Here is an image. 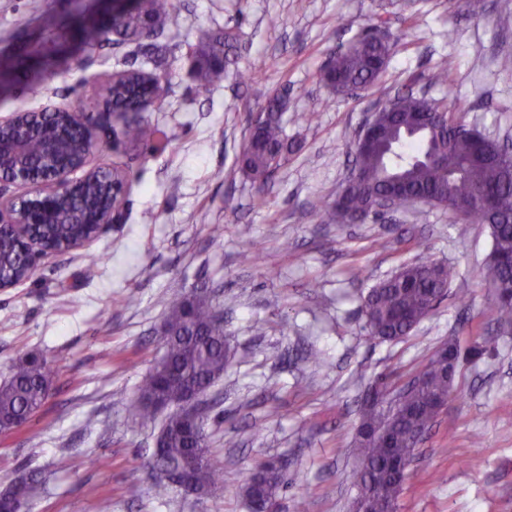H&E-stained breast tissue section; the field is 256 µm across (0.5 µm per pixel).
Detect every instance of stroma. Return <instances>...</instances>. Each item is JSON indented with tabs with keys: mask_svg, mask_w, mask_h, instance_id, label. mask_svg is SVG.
<instances>
[{
	"mask_svg": "<svg viewBox=\"0 0 512 512\" xmlns=\"http://www.w3.org/2000/svg\"><path fill=\"white\" fill-rule=\"evenodd\" d=\"M174 0L181 26L144 67L168 95L141 112L147 148L107 138L101 162L131 187L119 223L0 290V383L23 354L43 356L52 394L0 437V490L30 472L43 486L28 512H248L241 492L258 462L294 478L280 512H352L360 407L377 378H409L455 338L461 360L446 408L420 443L396 512H512V330L499 329L480 273L486 226L417 205L366 224H325L368 115L397 93L453 97L466 123L512 144V0ZM68 0H0V61L60 36ZM239 28L224 83L196 92L186 45L198 27ZM379 27L392 47L381 86L340 95L319 73L336 49ZM46 100L106 96L109 69L69 46ZM453 66L441 73L442 59ZM282 95L288 161L258 186L236 166L253 112ZM257 244L261 260L240 254ZM93 276H86L90 258ZM417 259L460 270L447 298L408 336L363 329V296ZM206 287L234 351L209 389L207 431L219 482L206 495L162 485L148 462L159 424L131 401L164 356L169 296Z\"/></svg>",
	"mask_w": 512,
	"mask_h": 512,
	"instance_id": "obj_1",
	"label": "stroma"
}]
</instances>
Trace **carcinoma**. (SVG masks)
Wrapping results in <instances>:
<instances>
[{
	"label": "carcinoma",
	"mask_w": 512,
	"mask_h": 512,
	"mask_svg": "<svg viewBox=\"0 0 512 512\" xmlns=\"http://www.w3.org/2000/svg\"><path fill=\"white\" fill-rule=\"evenodd\" d=\"M179 25L173 0H137L135 7L115 18L110 26L99 20L78 28L79 44L88 54L110 45L111 35L133 49L128 56H151L141 43L149 28L158 33ZM239 40L235 28H226L215 35L208 29L197 33L195 62L196 90L207 94L224 82L228 54ZM391 47L386 42H370L366 33L338 50L331 65L321 72V81L337 93L348 94L361 87H377L387 69ZM63 58L56 48L41 44L31 47L24 67L11 62L12 79L7 86L18 85L31 100L48 90L47 78L56 73ZM127 65L119 79L112 82V105L118 112H137L147 97L165 91V86L151 73ZM285 101L271 99L267 106L250 118V134L238 158L239 169L252 181L264 183L276 167L288 157V143L280 123L279 112ZM461 109L448 104V98L430 99L408 91L399 96L397 107L382 117L384 142L373 150L356 151L359 179L347 184L327 220H343L364 224L373 213L376 195L394 188L391 181H401L399 190L405 194L448 202L463 218L485 224L490 229L491 249L482 269L483 281L495 294L496 321L512 325V163L509 158L497 159V150L479 129L468 136H456L453 127L462 122ZM29 159L40 170L44 117L30 111L23 117ZM55 132L72 152L83 145L72 128L68 116L58 112L52 117ZM111 181L102 173L87 181L80 195L69 202L72 208L85 209L96 215L101 199L107 196ZM493 202V212L481 205L483 198ZM93 231L91 224H56L54 241L61 245L85 238ZM0 279L19 280L25 274L20 251L8 238L0 240ZM453 265L415 261L403 264L398 273L380 281L362 300L364 328L372 338L397 341L408 335L435 310L439 299L448 296V289L458 277ZM216 308L205 297L196 301L176 292L169 302L164 325L166 331L165 368L176 376V383L167 384L154 372L139 389L135 407L144 422L154 419L155 403L170 406L178 403L184 391L200 384H213L230 367L233 351L224 339V323L215 318ZM459 359V345L448 340V359L432 356L420 373L427 377L424 385L412 392L394 390L399 397L395 408L383 404H364L361 422L353 447L359 466L352 473L358 493L369 492L371 512H388L396 505L403 490V480L385 473L387 458L409 465L415 455L410 432L427 429L438 416L434 400H448ZM52 388V374L47 361L30 354L11 367V376L0 384V435H8L40 410ZM159 454L153 465L170 472L182 471L194 463L192 493L208 494L215 487L216 469L210 463L211 449L206 418L201 412L182 417L170 412L162 427ZM259 473L242 486L248 502L259 512H271L278 506L281 492L291 479L285 470L264 461Z\"/></svg>",
	"instance_id": "1"
}]
</instances>
